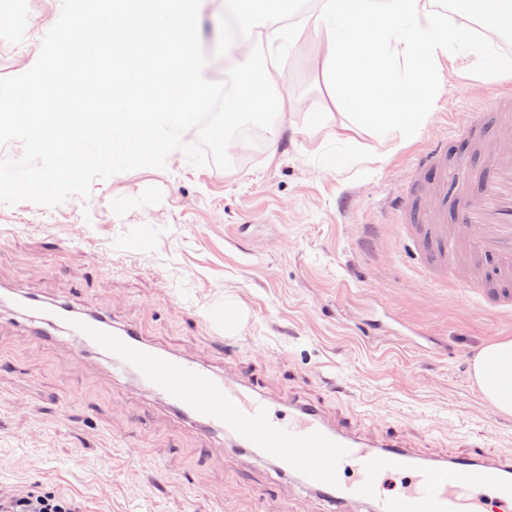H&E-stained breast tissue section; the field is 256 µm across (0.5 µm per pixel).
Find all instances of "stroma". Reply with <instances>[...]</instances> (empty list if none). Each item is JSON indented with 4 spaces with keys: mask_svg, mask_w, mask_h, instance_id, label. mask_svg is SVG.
Returning <instances> with one entry per match:
<instances>
[{
    "mask_svg": "<svg viewBox=\"0 0 512 512\" xmlns=\"http://www.w3.org/2000/svg\"><path fill=\"white\" fill-rule=\"evenodd\" d=\"M62 0H0V78L38 59ZM222 0L204 10L210 77L231 67L214 39ZM315 38L286 47L282 95L302 101L287 123L247 143L231 168L165 167L94 180L89 197L48 207L0 204V489L53 490L85 512H323L322 501L230 441L207 452L199 431L69 339L36 345L10 298L65 300L139 325L175 353L256 374L274 399L299 394L369 438L394 426L416 451L446 457L472 444L512 454V416L485 400L473 362L512 337V313L473 301L421 271L386 201L438 140L462 129L507 85L443 71L431 109L391 139L342 107L317 123ZM237 311L235 353L210 324ZM120 427L142 455L112 444Z\"/></svg>",
    "mask_w": 512,
    "mask_h": 512,
    "instance_id": "stroma-1",
    "label": "stroma"
}]
</instances>
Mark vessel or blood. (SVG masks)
Segmentation results:
<instances>
[{"label":"vessel or blood","mask_w":512,"mask_h":512,"mask_svg":"<svg viewBox=\"0 0 512 512\" xmlns=\"http://www.w3.org/2000/svg\"><path fill=\"white\" fill-rule=\"evenodd\" d=\"M492 111L500 117L501 140L512 141L509 90L465 129L470 146L484 147ZM388 209L417 244L422 270L436 271L445 287L474 297L479 312H512L511 149L489 153L477 170L463 159L449 164L447 150L434 143L419 154L407 187ZM460 252L486 266V274L458 279ZM21 306L37 312L28 321L30 336L47 342V321H60L71 338L135 375L203 435L235 437L239 447L276 462L281 473L298 476L330 512L352 504L366 512H484L489 503L496 512H512V454L475 447L449 458L426 456L392 431L374 439L359 435L350 422L329 419L318 403L270 398L253 374H227L170 352L139 326L113 323L104 312L29 295Z\"/></svg>","instance_id":"1"}]
</instances>
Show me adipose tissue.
<instances>
[{
  "label": "adipose tissue",
  "mask_w": 512,
  "mask_h": 512,
  "mask_svg": "<svg viewBox=\"0 0 512 512\" xmlns=\"http://www.w3.org/2000/svg\"><path fill=\"white\" fill-rule=\"evenodd\" d=\"M321 7L299 24L276 28L266 35L268 63L236 75L240 94L255 109L284 117L298 103L280 95L283 76L276 59L281 40L295 41L305 31L316 36L312 67L327 92L352 117L380 133L409 128L417 121L413 102L434 88L442 65L462 67L495 78L512 73V57L498 53L476 38L471 12L459 0L451 13L433 9L432 0H320ZM298 0H227L236 30L225 46L236 56L253 52L256 17L288 19ZM485 399L499 412L512 415V339L485 346L473 363Z\"/></svg>",
  "instance_id": "adipose-tissue-1"
}]
</instances>
